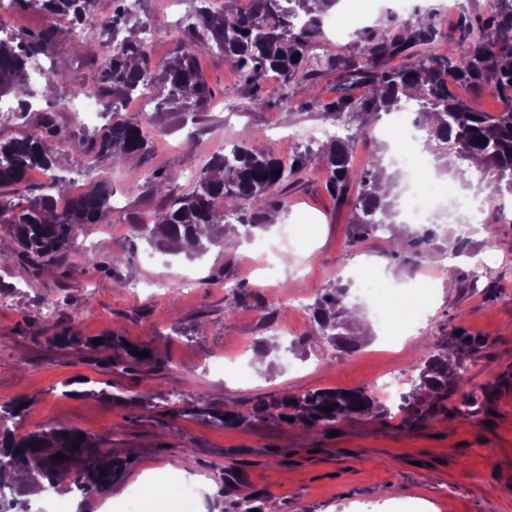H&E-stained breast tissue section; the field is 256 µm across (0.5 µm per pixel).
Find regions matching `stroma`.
Listing matches in <instances>:
<instances>
[{"mask_svg":"<svg viewBox=\"0 0 512 512\" xmlns=\"http://www.w3.org/2000/svg\"><path fill=\"white\" fill-rule=\"evenodd\" d=\"M403 5L436 12L439 31L455 35L456 0H348L357 23L325 24L315 43L323 60L316 100L296 79L287 98L273 93L252 109L235 68L208 48L199 56L201 75L216 93L208 109L191 117L125 103L122 118L151 120L150 150L112 164L92 155L60 156L68 195L86 190L85 171L96 166L119 206L106 223L85 225L51 274H35L14 259L13 234L0 230V254L8 258L0 279L26 284L22 292L0 295V336L7 339L0 348V403L30 400L18 434L77 428L105 439L123 463L122 477L105 493L76 492L48 503L37 493L32 505L46 512H124L131 493L148 485L139 512H209L215 502L237 512L245 496L262 510L277 498L278 512H512V221L501 215L512 210V196L484 211L493 238L473 234L460 255L449 250V224L436 225L435 238L415 251L396 250L389 236L375 233L354 240L351 207L338 203L315 168L289 186L285 209L271 226L254 230L252 240L211 248L195 260L159 252L147 261L146 244L122 236L126 226L161 212L171 195L191 191L185 173L199 175L237 142L242 128L282 161L303 150L305 140L288 138V131L330 124L329 103L348 90L365 92L348 85L330 58L359 55V33L384 24ZM191 11L189 0H139L137 15L155 34L148 45L153 61L175 56ZM51 57L66 64L68 78L55 84L32 78L37 110L54 112L66 137L98 131L105 113L88 121L67 107L70 84L95 81L92 58L67 34L58 36ZM164 171L183 179L166 183ZM284 224L288 263L268 280L254 262L252 242L275 241ZM438 249L448 253L441 275L428 259ZM89 251L99 267L85 264ZM364 261L381 269L388 287L425 296V313L390 336L374 326L357 349L345 352L316 335L299 307L312 305L329 280L353 283ZM276 324L295 326L301 345L278 338L266 372L256 375L255 347L274 337ZM67 332L81 345L55 344ZM111 334L149 348L155 364L137 373L96 367L98 353L88 343ZM458 336L484 344L460 355L462 377L449 383L446 408L435 418L412 421L390 408L332 429H305L253 413L262 401L368 389L388 375L411 392L414 365ZM73 379L86 381L87 393L64 396V382ZM202 395L214 409L239 413L241 422L223 426L192 415ZM187 482L196 488L189 499L182 491Z\"/></svg>","mask_w":512,"mask_h":512,"instance_id":"stroma-1","label":"stroma"}]
</instances>
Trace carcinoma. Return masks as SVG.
Wrapping results in <instances>:
<instances>
[{
	"instance_id": "carcinoma-1",
	"label": "carcinoma",
	"mask_w": 512,
	"mask_h": 512,
	"mask_svg": "<svg viewBox=\"0 0 512 512\" xmlns=\"http://www.w3.org/2000/svg\"><path fill=\"white\" fill-rule=\"evenodd\" d=\"M96 0H42L40 8L48 14H65L72 21L73 40L78 47L84 41L77 25L86 19ZM337 0H250L246 10L232 13L204 14L202 30L188 28L180 42L177 57L170 62L151 64L139 34L144 23L121 8V0H112V44L102 45L93 54L97 66L93 85H73L72 96L93 95L112 104V114L124 100L143 92V83L161 81L162 93L156 111L192 106L205 108L213 98L212 90L200 79L197 57L206 45H216L224 58L236 68L240 81L251 91L250 104L261 106L265 98L260 90L266 77L276 73L282 78L279 96L288 98V83L301 79L304 90L314 92L316 66L311 63L312 43L323 29L327 12ZM457 29L459 39L448 37V52L436 45L443 39L434 20L427 13L414 18L387 20L376 30L361 33L364 42L357 56L336 57V65L351 83H362L365 95L358 98L345 93L326 106L330 115L349 122L360 119L355 132L345 138L326 140L313 149L307 147L285 164L264 149L251 145L252 132H240L239 143L229 154L217 155L202 170L194 189L173 196L165 203V220H149L136 225V235L148 247L170 255L183 251L185 240L193 242L190 258L205 255L224 242L225 219L232 216L248 235L266 225L274 206H285L288 180L303 174L313 157L321 159L327 191L349 200L354 208V239L371 235L380 224H394L397 217L389 195L379 193L380 176L375 164L363 169L353 166L357 145L373 141L367 118L392 112L402 99L422 102L423 125L437 158L456 161L481 159L483 182L497 195H512V182L502 174H512V0H485V12L460 9ZM56 32L50 28L15 34L0 39V97L11 95L17 101L16 115L25 119L32 112L28 67L32 60L51 50ZM398 58L396 67L389 60ZM455 71L456 80L476 91H488L507 101L504 110L493 115L476 112L453 97L443 75ZM69 154L93 153L100 158L117 160L140 157L149 149L143 126L114 120L103 132L78 140L62 139L61 129L52 112L40 113L37 130L23 138L0 139V190L24 183L34 170L49 171L56 163L59 143ZM280 172L275 177L273 173ZM57 196L40 194L27 206L16 208L0 199V224L12 228L17 244V258L40 273L39 260H55L69 252L84 224H97L112 209V191L101 181L92 182L84 194L69 200L59 211ZM229 201L224 212L219 202ZM347 287L336 281L325 289L313 310V320L325 339L345 351L358 347L345 329L352 326L348 316ZM100 347L115 355L96 361L103 369L137 372L154 356L131 354L118 336H105ZM452 357L441 352L430 355L419 365L413 393L402 397L401 410L407 417L426 420L434 416L440 403L448 398V363ZM336 405L332 412L322 411ZM382 407L375 395L365 389L316 390L300 397L261 402L254 414H274L286 422L305 428L329 426L344 419L373 412ZM27 409L22 400L0 404V472L16 470L25 474L21 484L0 480V488L13 494L0 498V512H29L22 501L37 490L56 487V478L75 468L80 477L75 488L84 496L104 491L121 475L123 464L112 456V449L97 440L78 439L80 431L70 427L40 429L25 435L16 433L15 421ZM79 444H74V441ZM61 461L54 460L57 454Z\"/></svg>"
}]
</instances>
